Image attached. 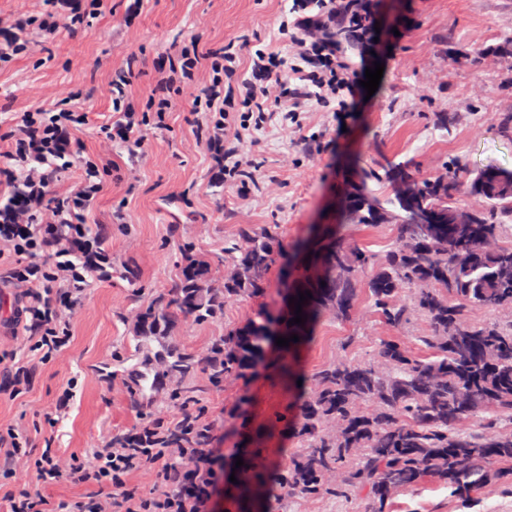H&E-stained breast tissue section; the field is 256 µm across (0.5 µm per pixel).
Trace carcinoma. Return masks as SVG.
Listing matches in <instances>:
<instances>
[{"label": "carcinoma", "instance_id": "cac0c4a2", "mask_svg": "<svg viewBox=\"0 0 512 512\" xmlns=\"http://www.w3.org/2000/svg\"><path fill=\"white\" fill-rule=\"evenodd\" d=\"M462 194L475 199L472 224L454 222ZM414 208L427 223H405ZM342 219L391 225L394 243L378 256L336 238L325 225L310 262L287 273L296 283L294 297L312 294L302 305L304 324H289L295 317L289 303L275 317L260 311L211 342V352L222 358L218 364L173 345L145 366L128 368V375L144 389L157 368L173 382L169 402H188L194 396L185 383L236 380L264 361L272 325L288 328V338L324 317L346 320L363 289L391 335L366 362L343 354L315 372L307 398L293 415L282 416L292 420L299 441L287 462L274 467L266 449L254 448L242 456L238 472L259 497L276 484L307 499L359 497L371 512H385L388 502L427 477L465 498L502 485L512 473V427L497 426L498 417L512 416V241H503L512 223V169L488 164L469 170L459 160L432 175L411 160L361 168L345 183ZM282 258L274 224L241 226L224 252L222 272L186 251L181 278L137 313L143 345L167 335L179 317L207 323L238 298L264 295ZM474 308L507 319L476 322ZM418 321L426 325L419 335H398ZM409 341L428 356L410 351ZM478 420L483 426L471 429ZM211 439L207 431H175L169 444L202 446Z\"/></svg>", "mask_w": 512, "mask_h": 512}]
</instances>
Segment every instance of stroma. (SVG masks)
<instances>
[{
  "label": "stroma",
  "instance_id": "35a3bbf8",
  "mask_svg": "<svg viewBox=\"0 0 512 512\" xmlns=\"http://www.w3.org/2000/svg\"><path fill=\"white\" fill-rule=\"evenodd\" d=\"M291 5L292 0H147L143 14L127 24L120 0H112L110 11L72 25L50 44L34 42L28 55L0 67V157L10 149L15 113L44 103L51 89L66 85L90 114L79 134L87 153L106 154L121 166L89 219L105 227L118 275L93 284L71 314L73 340L66 356L38 365L26 395L0 398V426L26 421L36 427V448L58 450L64 471L42 489L50 500L94 495L110 505V487L75 480L65 468L71 455L90 452L134 427L138 404H152V392L126 385L128 367L146 361L135 315L180 277L184 249L220 263L240 225L273 224L284 250H293L321 225L340 224L336 200L346 177L387 160H413L425 174L453 157L471 168L488 163L512 168V134L498 123L512 114V55L492 63L483 57L485 50L512 40V0H374L380 34L351 59L361 73L384 64L377 91L370 96L358 91L348 112L325 111L309 98L300 104L301 129L284 132L273 123L255 131V184H211L209 160L195 136L197 116L182 99L167 112L164 128L147 126V159L129 158L118 146L103 152L100 127L112 114L113 34L141 51L131 92L142 107L162 76L161 55L178 52L191 38H200L202 48L217 49L247 32L288 50V38L278 28ZM440 112L456 114L452 128L437 127ZM123 201L134 209L136 223H113ZM270 279L267 295L227 304L223 319L205 324L177 319L168 341L199 352L246 314L278 312L285 302L279 271ZM385 335L362 294L351 320L315 324L297 349L294 382L276 371L278 351L272 348L246 377L209 390L203 403L221 425L225 460L234 461L259 442L273 464H283L296 441L276 415L295 409L312 375L338 353L367 361ZM110 370L116 382L108 381ZM72 377L79 380L76 399L63 420L48 426L44 415ZM235 402L241 405L238 416H225V406ZM368 510L365 500L353 497L306 500L279 493L262 500L255 512ZM108 512L117 510L110 505ZM386 512H512V476L505 486L480 490L468 501L451 497L429 477L394 498Z\"/></svg>",
  "mask_w": 512,
  "mask_h": 512
}]
</instances>
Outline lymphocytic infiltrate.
Masks as SVG:
<instances>
[{
    "instance_id": "f902f5d3",
    "label": "lymphocytic infiltrate",
    "mask_w": 512,
    "mask_h": 512,
    "mask_svg": "<svg viewBox=\"0 0 512 512\" xmlns=\"http://www.w3.org/2000/svg\"><path fill=\"white\" fill-rule=\"evenodd\" d=\"M49 18L18 12L0 29V62L29 53V30L42 41L55 40L69 22L86 11L84 0H47ZM370 0H293L289 18L279 29L287 33L296 53L288 60L277 47L253 45L249 40L225 43L205 50L198 39L170 59L171 77L151 92L145 109L129 99L138 50L123 45L112 69V116L103 125L105 146H123L134 158H146L142 134L151 118H164L176 96L187 97L201 118L198 141L212 162L213 182L254 181L251 159L252 131L276 122L300 128L299 104L314 96L321 107L348 109L347 97L357 81L337 31H345L358 44L370 40ZM250 57V74L239 72L242 55ZM208 70L199 82V70ZM295 83L282 81V72ZM75 92L67 87L55 94L51 108L35 107L17 119L19 135L0 166V287L22 285L17 306L8 319L15 340L5 353L13 364L0 374V396L17 399L31 385L36 364L62 356L72 334L68 316L87 295L89 287L112 277V254L104 236L90 227L87 214L102 195L109 167L85 156L77 136L89 115L76 107ZM79 167L80 180L71 191H61L62 175ZM208 420L207 411L188 404L173 406L166 416L143 417L129 430L123 445L106 441L94 451L73 456V478L95 479L109 485L121 512H213L211 503L224 483V454L207 448L196 453V465L186 469L169 449L145 446L147 434L160 435L190 419ZM33 441L25 424L0 428V483L16 474V464L33 471L37 487L10 498L8 512H104L93 496L50 501L40 487L58 477L57 451L44 448L32 454ZM140 470L154 477L153 489L143 495L128 486L129 475Z\"/></svg>"
}]
</instances>
